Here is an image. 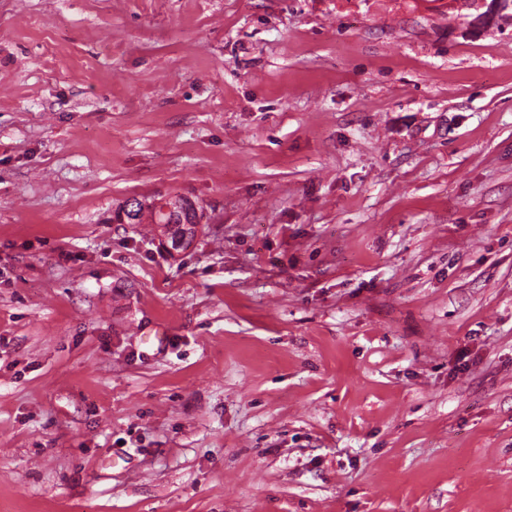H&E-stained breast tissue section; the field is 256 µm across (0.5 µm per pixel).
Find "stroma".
Masks as SVG:
<instances>
[{
	"label": "stroma",
	"instance_id": "stroma-1",
	"mask_svg": "<svg viewBox=\"0 0 512 512\" xmlns=\"http://www.w3.org/2000/svg\"><path fill=\"white\" fill-rule=\"evenodd\" d=\"M0 512H512V8L0 0ZM170 204L172 209L168 213L151 206L139 208L135 224H156L164 235L170 237L174 246L188 245L195 237V210L188 199L181 198Z\"/></svg>",
	"mask_w": 512,
	"mask_h": 512
}]
</instances>
